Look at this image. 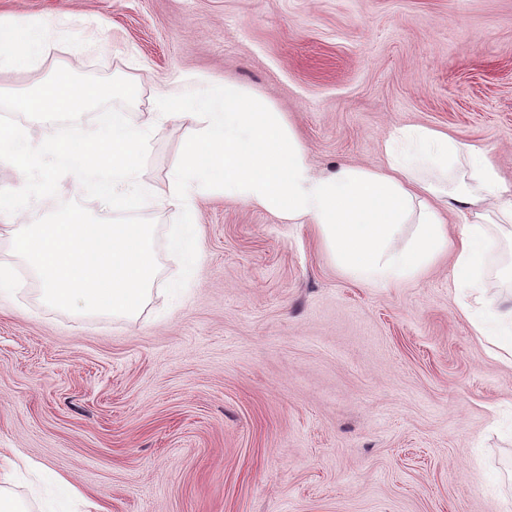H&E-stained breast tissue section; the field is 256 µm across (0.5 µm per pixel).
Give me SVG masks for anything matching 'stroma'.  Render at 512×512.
I'll use <instances>...</instances> for the list:
<instances>
[{"label":"stroma","instance_id":"1","mask_svg":"<svg viewBox=\"0 0 512 512\" xmlns=\"http://www.w3.org/2000/svg\"><path fill=\"white\" fill-rule=\"evenodd\" d=\"M52 20L33 70L0 72L16 95L70 66L115 94L56 128L108 112L154 125L173 79L231 81L281 112L321 172L377 169L379 143L423 125L492 147L512 186V0H0V25ZM159 128L139 178L168 190L193 136ZM86 189L61 181L45 223ZM198 282L172 301L176 217L155 227L159 278L133 318L46 303L18 269L0 298V454L21 450L81 493L66 512H512V366L460 306L452 258L396 287L359 282L313 225L213 190L195 200ZM512 307V243L478 272Z\"/></svg>","mask_w":512,"mask_h":512}]
</instances>
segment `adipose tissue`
I'll use <instances>...</instances> for the list:
<instances>
[{
  "label": "adipose tissue",
  "mask_w": 512,
  "mask_h": 512,
  "mask_svg": "<svg viewBox=\"0 0 512 512\" xmlns=\"http://www.w3.org/2000/svg\"><path fill=\"white\" fill-rule=\"evenodd\" d=\"M54 47L52 22L0 27V71L38 67ZM112 94L109 86H76L69 70L61 69L12 98L13 109L39 117L45 133L36 141L23 125H0V162L32 178L22 195H0L9 241L8 256L0 259V294L11 292L20 264L43 299L58 308L132 317L147 303L158 275L154 228L120 214L150 194L138 178L150 129L115 112L85 132L61 137L53 130L61 113L85 112ZM182 107L199 128L172 165L167 194L155 204L181 215L167 247L181 257L187 279L198 278L202 262L194 199L217 189L288 223L316 226L336 266L363 282L397 285L452 253L456 281L480 305L476 331L496 359L512 364V311L490 310L475 282L489 245L484 217L512 235V189L502 182L487 146L428 126H406L380 143L381 169L339 166L318 174L284 114L262 95L229 82L182 78L164 96L158 122L176 119ZM65 178L91 186L99 216L91 220L68 209L52 222L30 223L35 201ZM445 209L472 218L457 237L448 235ZM408 224L415 231L404 243L400 237ZM23 471L38 473L58 496L74 493L63 478L15 450L0 455V512H26L10 490Z\"/></svg>",
  "instance_id": "obj_1"
}]
</instances>
